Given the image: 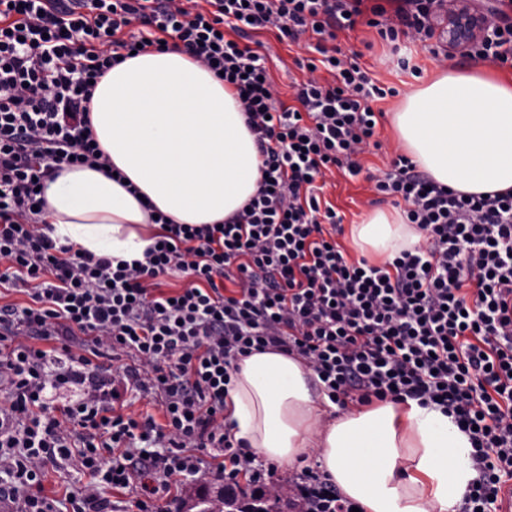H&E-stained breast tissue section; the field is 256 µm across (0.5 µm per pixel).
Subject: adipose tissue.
<instances>
[{
  "label": "adipose tissue",
  "instance_id": "1",
  "mask_svg": "<svg viewBox=\"0 0 512 512\" xmlns=\"http://www.w3.org/2000/svg\"><path fill=\"white\" fill-rule=\"evenodd\" d=\"M94 135L113 173L62 167L45 191L53 238L97 256L142 258L151 211L176 224H219L257 191L259 160L231 88L176 50L114 65L93 92ZM407 153L464 194L512 190V83L444 74L411 92L395 116ZM359 251L394 258L422 236L403 216L355 225ZM313 371L274 351L238 362L226 398L236 439L266 462L315 457L364 512H453L475 472L451 417L416 403H376L332 414Z\"/></svg>",
  "mask_w": 512,
  "mask_h": 512
}]
</instances>
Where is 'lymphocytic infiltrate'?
<instances>
[{
	"mask_svg": "<svg viewBox=\"0 0 512 512\" xmlns=\"http://www.w3.org/2000/svg\"><path fill=\"white\" fill-rule=\"evenodd\" d=\"M365 0H0V501L14 512H112L105 489L154 512L183 477L264 484L273 470L235 439L224 415L231 371L253 352L302 358L341 410L416 401L453 417L476 472L458 512H498L512 485V192L458 193L406 156L370 175L405 204L422 244L381 264L348 261L342 218L320 181L361 174L374 102L395 96L337 32ZM372 6L381 40L426 41L436 5ZM469 59L512 64V16L496 10ZM263 31L307 49L313 74L285 105L259 49ZM222 74L254 135L256 193L220 224H174L142 259L113 261L53 240L37 209L62 164L106 168L91 133L94 81L162 42ZM166 277L187 287L164 289ZM74 400L55 405L59 391ZM152 398L158 414L127 411ZM90 474L46 494L48 465ZM301 512H352L323 475L289 477Z\"/></svg>",
	"mask_w": 512,
	"mask_h": 512,
	"instance_id": "1",
	"label": "lymphocytic infiltrate"
}]
</instances>
